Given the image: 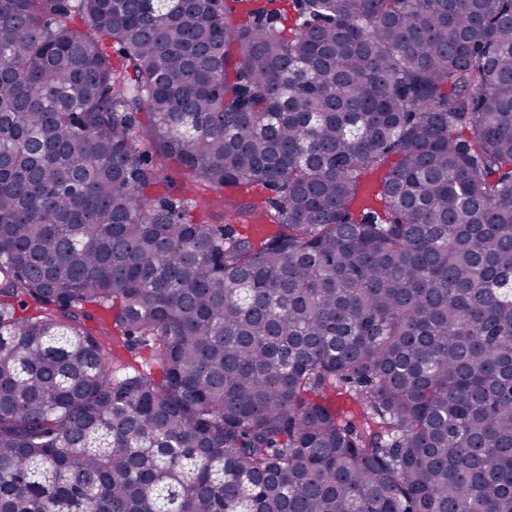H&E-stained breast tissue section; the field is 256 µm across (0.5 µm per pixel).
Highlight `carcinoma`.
Listing matches in <instances>:
<instances>
[{"label": "carcinoma", "mask_w": 512, "mask_h": 512, "mask_svg": "<svg viewBox=\"0 0 512 512\" xmlns=\"http://www.w3.org/2000/svg\"><path fill=\"white\" fill-rule=\"evenodd\" d=\"M0 512H512V0H0ZM169 183L172 184L169 189V195L173 199H178L180 202L188 205H199L202 200L207 202L205 209L207 220L209 224L215 227H224V204L211 190H203L199 188L190 187L181 172L175 167H171L168 172ZM94 319L87 322V325L92 329L100 342L103 344L109 345L112 347L113 337L117 341L115 347V366L122 369L127 366L129 362L135 360V365L139 369L149 370L152 367V372L157 371V366L152 364L149 360L150 354L148 353L149 348L142 351L137 356H132L127 347L123 345V341L118 339V336H113V328H112V317L101 308H95L93 311Z\"/></svg>", "instance_id": "1"}]
</instances>
